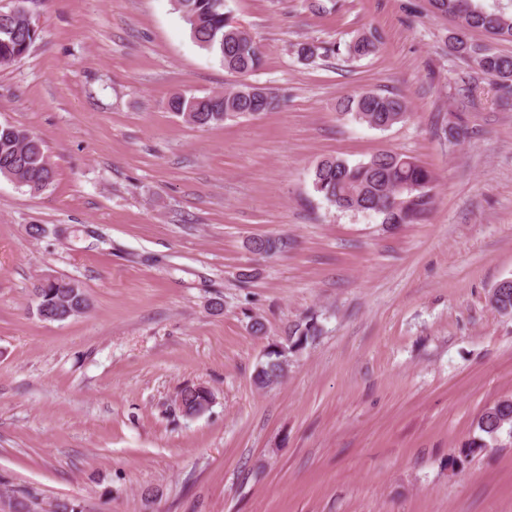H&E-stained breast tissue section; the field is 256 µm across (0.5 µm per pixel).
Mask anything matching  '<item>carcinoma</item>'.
I'll return each instance as SVG.
<instances>
[{
    "instance_id": "carcinoma-1",
    "label": "carcinoma",
    "mask_w": 512,
    "mask_h": 512,
    "mask_svg": "<svg viewBox=\"0 0 512 512\" xmlns=\"http://www.w3.org/2000/svg\"><path fill=\"white\" fill-rule=\"evenodd\" d=\"M174 10L189 27L193 41L219 57L224 69L247 76L263 63V52L251 33L224 10V0H173ZM435 13L453 17L457 30L448 35V49L473 63L496 82L502 103L512 100V56L496 52L486 44L467 38L481 30L496 40L512 41V12H487L474 0H430ZM39 37L26 8L0 15V66H9L26 56ZM348 56L362 58L379 50L374 33H362L345 46ZM277 97L263 88L241 83L221 93L203 97L176 95L168 107L176 116L198 127L220 125L240 116H258L274 109ZM340 111L372 128L386 129L408 115L405 100L397 95L361 92L343 100ZM0 176L15 181L31 193L50 186L55 171L43 141L27 130L0 123ZM434 174L410 156L380 153L366 161L350 164L338 158L323 159L314 166L312 185L329 205L341 211L377 214L384 224H415L425 218L434 202ZM282 238H255L249 249L258 254H274L287 248ZM36 312L45 321H64L90 307L82 286L66 279H46L34 287ZM491 304L504 314H512V280H504L490 297ZM320 335L314 319L288 330L286 344L276 345L256 368L254 381L264 388L279 382L288 367V357L302 350ZM211 400L203 386L182 390L179 410L185 417L204 412ZM478 433L459 448L467 458L492 448L502 432L512 434V399L495 401L486 407L477 422ZM38 497L20 491L10 497L11 512H37Z\"/></svg>"
}]
</instances>
